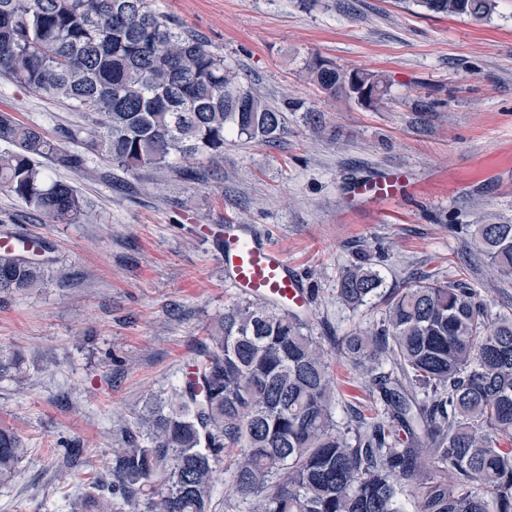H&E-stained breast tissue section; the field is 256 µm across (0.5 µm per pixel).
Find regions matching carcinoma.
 <instances>
[{"label": "carcinoma", "instance_id": "carcinoma-1", "mask_svg": "<svg viewBox=\"0 0 512 512\" xmlns=\"http://www.w3.org/2000/svg\"><path fill=\"white\" fill-rule=\"evenodd\" d=\"M429 13L487 19L495 0H414ZM308 72L331 98L375 108L381 76L319 56ZM0 76L78 114L104 117L82 150L0 112V188L48 224H75L87 201L40 160L73 173L98 154L128 171L180 156L217 164L227 133L273 142L288 111L245 88L224 56L151 0H0ZM502 281L512 282V224H450ZM44 264L0 252V293L35 287ZM366 255L345 269L336 298L358 308L382 298L375 329L337 343L370 375L382 404L342 426L333 412L329 351L306 319L278 301L224 310L180 384L157 400L112 452L109 478L88 485L77 510L209 512L214 474L230 452L228 485L248 512H512V314H489L466 278L381 291ZM391 361L389 372L377 368ZM24 442L0 429V480Z\"/></svg>", "mask_w": 512, "mask_h": 512}]
</instances>
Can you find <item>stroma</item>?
<instances>
[{"mask_svg":"<svg viewBox=\"0 0 512 512\" xmlns=\"http://www.w3.org/2000/svg\"><path fill=\"white\" fill-rule=\"evenodd\" d=\"M204 38L243 84L272 106L303 102L272 143L228 135L224 162L203 178L127 171L94 156L61 170L87 200L79 223L48 224L0 189V239L48 243L40 259L62 280L0 294V427L27 452L0 482V512H70L112 468L120 432L150 397L170 393L239 292L224 279L202 225L233 220L272 235L313 289L309 324L325 349L376 324L379 301L352 309L338 276L369 253L390 289L465 273L492 312L512 311V283L493 278L452 224L512 221V0L475 23L405 0H152ZM321 56L382 74L384 104L323 94L306 64ZM0 110L55 136L92 123L64 104L0 78ZM404 173L403 198L368 201L354 187ZM338 423L347 406L374 412L368 380L332 360Z\"/></svg>","mask_w":512,"mask_h":512,"instance_id":"35a3bbf8","label":"stroma"}]
</instances>
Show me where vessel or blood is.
<instances>
[{
	"mask_svg": "<svg viewBox=\"0 0 512 512\" xmlns=\"http://www.w3.org/2000/svg\"><path fill=\"white\" fill-rule=\"evenodd\" d=\"M404 182L388 176L358 183L359 195L388 198L401 195ZM224 277L241 294L257 300H277L297 308L309 305L310 292L292 268L284 251L267 236L248 235L232 222L224 224L218 245Z\"/></svg>",
	"mask_w": 512,
	"mask_h": 512,
	"instance_id": "obj_1",
	"label": "vessel or blood"
}]
</instances>
